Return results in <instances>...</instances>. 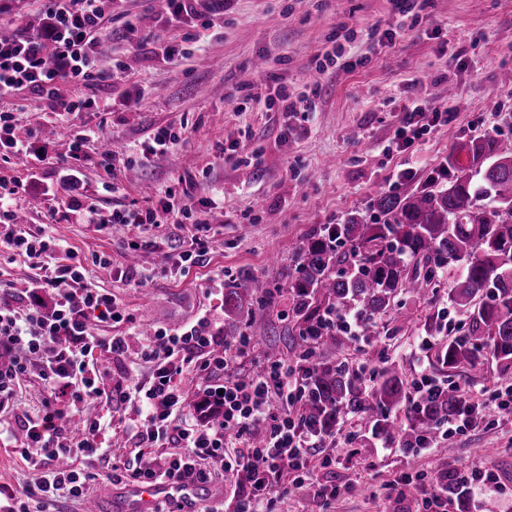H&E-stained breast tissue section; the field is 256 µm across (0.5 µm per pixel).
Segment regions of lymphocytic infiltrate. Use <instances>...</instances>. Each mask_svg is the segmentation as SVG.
I'll use <instances>...</instances> for the list:
<instances>
[{"label": "lymphocytic infiltrate", "instance_id": "obj_1", "mask_svg": "<svg viewBox=\"0 0 512 512\" xmlns=\"http://www.w3.org/2000/svg\"><path fill=\"white\" fill-rule=\"evenodd\" d=\"M109 0H47L52 19L50 36L56 45V63H48L35 40L18 38L0 42V99L29 88L46 100L54 114L85 108L80 99L60 94L58 78L68 73L82 82L112 79L122 62L105 64L94 36ZM24 189L21 182L0 179V247L26 259L35 272L36 295L25 304L0 303V351L9 363H0V419H15L22 433L19 451L30 461L35 477L22 489L0 486V512H49L60 500L83 499L91 474L69 467L73 457L106 455L104 426L100 417L87 420L80 434L64 425L70 398L135 403L136 415L125 430L138 448H157L153 463L141 457L125 460L123 478L141 484L190 479L204 480L205 461L220 460L223 471L239 475L234 512H278V504L295 487L309 485L329 512L338 491L321 483L309 456L321 441L290 411L306 393L302 373L290 363L272 361L249 380H242L238 362L251 359L252 337L236 345L224 342L209 316H201L178 332L157 330L140 353L150 363L151 378L144 383L106 387L110 374L93 353L106 347L113 358L127 352L125 337L102 342L95 333L99 322L122 321L123 315L111 292L93 286L85 276L78 254L59 265L58 240L48 231L31 232L17 223L12 202ZM157 209L125 208L103 211L88 207L87 220L98 229L113 224H151L156 210H163L185 225L194 218L190 191L165 192ZM197 373L208 383L195 399L183 387L185 374ZM36 375L49 395L47 409L37 419L16 418L15 394L20 381ZM238 444L227 454L229 444ZM421 492L422 512H448V480L444 474L405 475L392 484L388 498L401 499L410 488Z\"/></svg>", "mask_w": 512, "mask_h": 512}]
</instances>
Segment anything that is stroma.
<instances>
[{
    "label": "stroma",
    "instance_id": "obj_1",
    "mask_svg": "<svg viewBox=\"0 0 512 512\" xmlns=\"http://www.w3.org/2000/svg\"><path fill=\"white\" fill-rule=\"evenodd\" d=\"M192 7L187 22L171 23L156 0H113L96 37L106 59L123 62V72L105 82H59L64 97L91 100L88 109L57 117L29 89L0 101V112L12 113L19 132L35 137L27 165L0 163V178L25 183L17 210L31 230L44 226L61 240L58 262L68 263L77 252L90 282L119 302L123 321L99 323L96 333L126 337L125 363L106 350L97 353L122 385L151 374L150 364L137 359L146 329H178L205 313L223 324L220 279L241 286L259 277L271 284L276 295L256 356L262 362L273 352L290 360L288 284L297 242L351 214L371 216L381 195L402 187V171L422 184L469 140L512 138V0H417L408 13L393 0H193ZM50 23L44 0H8L0 13V26L20 37L46 38ZM130 23L137 38L126 33ZM167 45L173 56L163 55ZM336 50L357 67L319 69V59ZM257 83L309 95L314 110L286 121L247 100ZM452 87L462 108L448 107ZM423 101L446 108L444 119L397 149L393 137L407 106ZM69 125L91 127L131 153L161 127L180 131L181 141L136 163L133 180L126 168L58 152V135ZM231 144L238 150L229 155L224 148ZM188 174L196 181L197 228L178 227L160 211L152 225L99 231L74 210L78 203L144 207L151 199L142 185L179 192V179ZM106 182L116 184L117 193L103 191ZM195 236L207 243L206 264L175 269L177 255ZM134 241L140 248L133 255L128 245ZM102 257L107 265H99ZM456 278L455 268L437 270L425 296L396 298L378 318L371 341L346 333L326 356L370 376L393 369L409 387L423 373L455 384L481 404L484 423L451 435L448 457L433 450L407 454L393 439L372 436L360 418H348L323 442V453L333 459L323 478L340 489L332 512H388L387 486L405 473L480 468L512 490V419L500 418L491 398L512 385V375H501L492 359L469 371L443 368L435 357L439 344L462 335L468 321L448 302ZM443 308L448 333L427 336V316Z\"/></svg>",
    "mask_w": 512,
    "mask_h": 512
}]
</instances>
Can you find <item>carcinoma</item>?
<instances>
[{"mask_svg": "<svg viewBox=\"0 0 512 512\" xmlns=\"http://www.w3.org/2000/svg\"><path fill=\"white\" fill-rule=\"evenodd\" d=\"M447 164V182L383 195L373 221L350 215L296 247L289 290L300 330L292 350L306 359V396L295 408L310 430L330 435L347 416L358 415L373 433L411 450L459 409L463 395L455 385L413 398L393 371L382 369L370 388L364 369L315 355L318 346H336L346 317L366 325L388 312L399 293H425L431 273L410 272L409 259L461 269L449 300L469 312V324L438 349L441 365L475 370L490 357L502 371L512 370V141L474 138ZM268 292L265 281L251 278L247 287L224 293V312L236 315L250 305L252 327L263 321ZM326 314L336 321L322 323ZM402 409L407 423L398 426L392 412ZM448 498L458 508L467 499L455 473L448 474Z\"/></svg>", "mask_w": 512, "mask_h": 512, "instance_id": "carcinoma-1", "label": "carcinoma"}]
</instances>
